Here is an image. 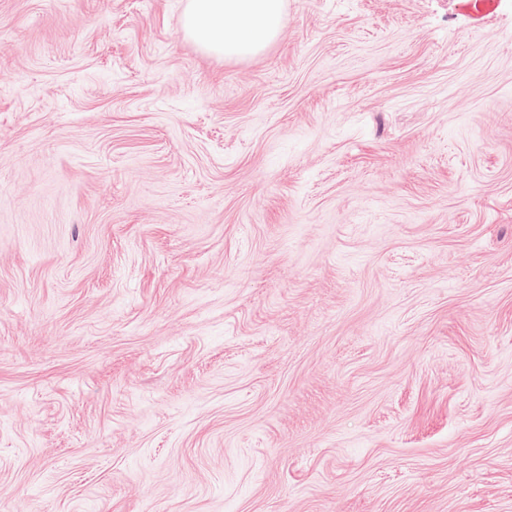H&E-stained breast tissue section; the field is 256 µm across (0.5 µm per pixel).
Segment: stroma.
Listing matches in <instances>:
<instances>
[{
    "instance_id": "1",
    "label": "stroma",
    "mask_w": 512,
    "mask_h": 512,
    "mask_svg": "<svg viewBox=\"0 0 512 512\" xmlns=\"http://www.w3.org/2000/svg\"><path fill=\"white\" fill-rule=\"evenodd\" d=\"M0 0V512H512V0ZM284 11L285 0H188L183 31L207 54L254 57L278 37Z\"/></svg>"
}]
</instances>
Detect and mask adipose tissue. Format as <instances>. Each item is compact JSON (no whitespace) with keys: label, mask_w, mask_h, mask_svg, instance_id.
I'll return each instance as SVG.
<instances>
[{"label":"adipose tissue","mask_w":512,"mask_h":512,"mask_svg":"<svg viewBox=\"0 0 512 512\" xmlns=\"http://www.w3.org/2000/svg\"><path fill=\"white\" fill-rule=\"evenodd\" d=\"M285 0H187L183 31L207 54H260L282 28Z\"/></svg>","instance_id":"adipose-tissue-1"}]
</instances>
